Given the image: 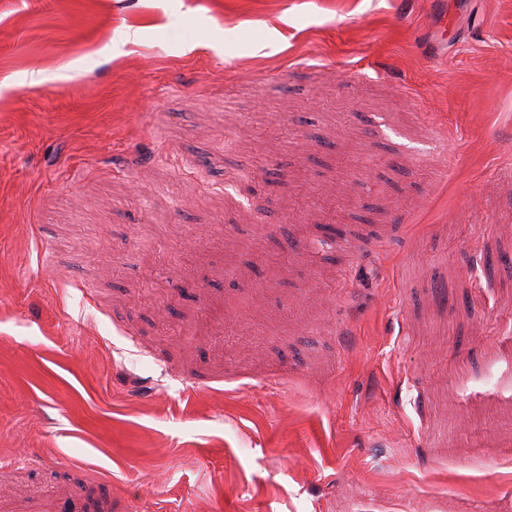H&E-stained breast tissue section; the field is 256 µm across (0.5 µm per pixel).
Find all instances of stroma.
<instances>
[{
    "instance_id": "35a3bbf8",
    "label": "stroma",
    "mask_w": 512,
    "mask_h": 512,
    "mask_svg": "<svg viewBox=\"0 0 512 512\" xmlns=\"http://www.w3.org/2000/svg\"><path fill=\"white\" fill-rule=\"evenodd\" d=\"M504 253L512 0H0V512H512Z\"/></svg>"
}]
</instances>
